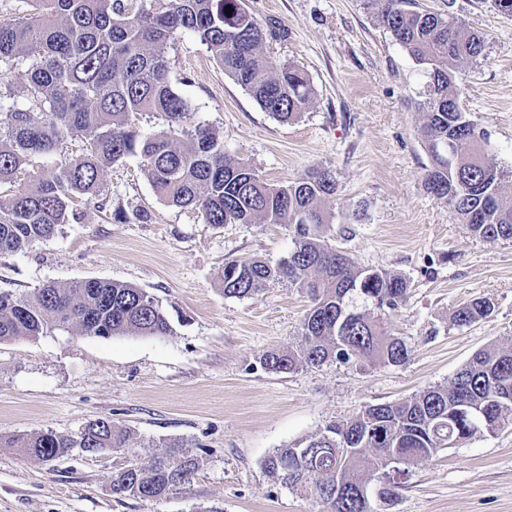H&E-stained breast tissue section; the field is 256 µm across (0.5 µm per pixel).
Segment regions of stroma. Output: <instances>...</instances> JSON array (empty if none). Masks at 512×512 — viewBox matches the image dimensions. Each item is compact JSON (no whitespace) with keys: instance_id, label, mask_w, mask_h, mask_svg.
Here are the masks:
<instances>
[{"instance_id":"35a3bbf8","label":"stroma","mask_w":512,"mask_h":512,"mask_svg":"<svg viewBox=\"0 0 512 512\" xmlns=\"http://www.w3.org/2000/svg\"><path fill=\"white\" fill-rule=\"evenodd\" d=\"M414 3L452 13L484 37L483 56L462 66L461 106L484 132L489 161L512 173V13L492 0ZM245 7L269 34L266 53L308 75L314 96L305 112L288 123L274 119L187 32L167 47L172 86L195 120L222 132L226 151L267 182L316 166L334 173L325 241L359 267L407 280L388 325L409 357L395 367L333 361L264 371V351L298 346L309 299L285 281L255 298H228L222 273L235 259L278 262L293 248L292 232L204 223L197 211L161 200L140 157H127L103 177L125 220L85 204L82 223L0 254V290L127 282L159 301L173 331L0 341V434L71 435L99 418L131 433L128 450L75 448L44 462L0 447V512H321L312 496L271 484L263 469L269 453L367 406L448 384L478 350L512 345V240L471 237L427 188L431 158L416 106L423 66L368 0H245ZM474 298L488 300L491 314L455 325L454 311ZM170 439L200 444L203 472L158 502L113 497L112 472L131 448ZM398 483L393 502L374 501L377 512H512V424L440 451Z\"/></svg>"}]
</instances>
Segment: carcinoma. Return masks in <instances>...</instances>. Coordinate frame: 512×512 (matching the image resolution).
<instances>
[{"mask_svg":"<svg viewBox=\"0 0 512 512\" xmlns=\"http://www.w3.org/2000/svg\"><path fill=\"white\" fill-rule=\"evenodd\" d=\"M29 14L0 16V64H27L26 98L15 99L0 82V254L53 238L64 224L78 223L80 199L100 210L112 206L103 174L129 156L143 159L156 193L190 207L214 226L283 224L293 249L278 263L258 259L224 263L228 298H253L288 281L305 292L310 307L294 350L272 349L259 358L269 373H290L330 361L359 366H398L408 359L403 338L383 321L396 312L409 287L385 270L361 269L324 243L329 224L325 202L336 195L334 174L314 167L286 184L265 182L246 163L224 151V135L209 125L184 126L190 107L173 88L166 49L180 32L205 45L224 73L282 123L296 119L312 100L313 87L293 64L265 53L267 34L243 0H28ZM231 6V14L225 7ZM410 0H371L379 21L424 66L427 81L418 109L432 160L428 189L485 242L512 240V178L486 159L485 135L466 120L456 73L484 54L485 39L448 13L410 8ZM152 112L168 129L142 135L130 116ZM69 138L81 141L70 162L26 171ZM480 298L460 305L453 322L485 319ZM75 330L83 336L126 333L168 336L171 321L159 301L132 285L88 279L48 282L25 294L0 291V340ZM512 423V347L483 349L446 386L397 403L366 407L357 417L332 422L264 460L269 481L314 496L323 512H374L368 484L389 461L405 472L439 451ZM130 432L107 419L74 435L52 430L0 438V445L45 461L80 448L96 455L129 447ZM162 453L139 457L112 474V495L161 500L191 482L205 458L174 439Z\"/></svg>","mask_w":512,"mask_h":512,"instance_id":"carcinoma-1","label":"carcinoma"}]
</instances>
